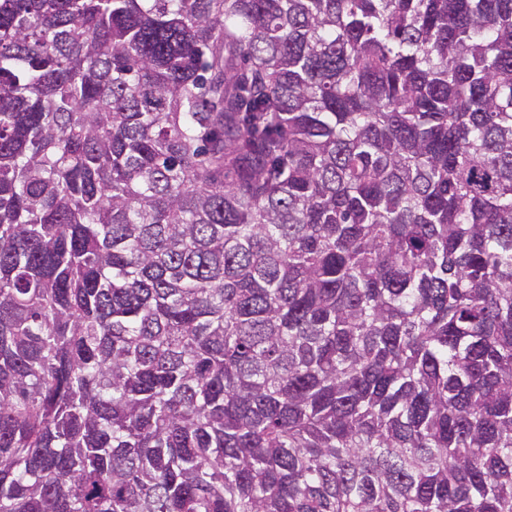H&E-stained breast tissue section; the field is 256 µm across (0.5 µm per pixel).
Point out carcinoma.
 <instances>
[{
    "instance_id": "cac0c4a2",
    "label": "carcinoma",
    "mask_w": 512,
    "mask_h": 512,
    "mask_svg": "<svg viewBox=\"0 0 512 512\" xmlns=\"http://www.w3.org/2000/svg\"><path fill=\"white\" fill-rule=\"evenodd\" d=\"M0 512H512V0H0Z\"/></svg>"
}]
</instances>
